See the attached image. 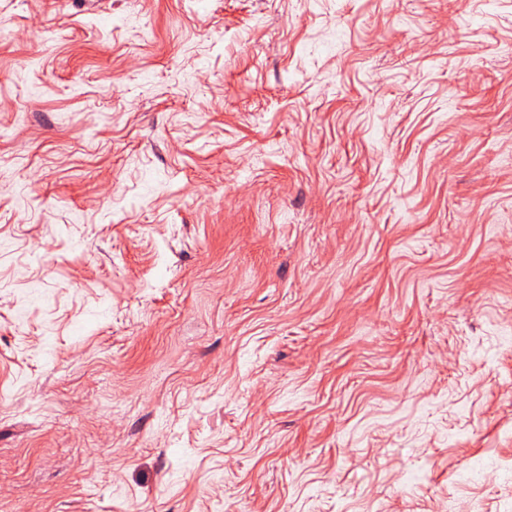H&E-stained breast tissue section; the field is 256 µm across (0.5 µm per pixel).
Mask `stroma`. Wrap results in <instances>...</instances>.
<instances>
[{
  "mask_svg": "<svg viewBox=\"0 0 512 512\" xmlns=\"http://www.w3.org/2000/svg\"><path fill=\"white\" fill-rule=\"evenodd\" d=\"M0 18V498L512 512V0Z\"/></svg>",
  "mask_w": 512,
  "mask_h": 512,
  "instance_id": "stroma-1",
  "label": "stroma"
}]
</instances>
